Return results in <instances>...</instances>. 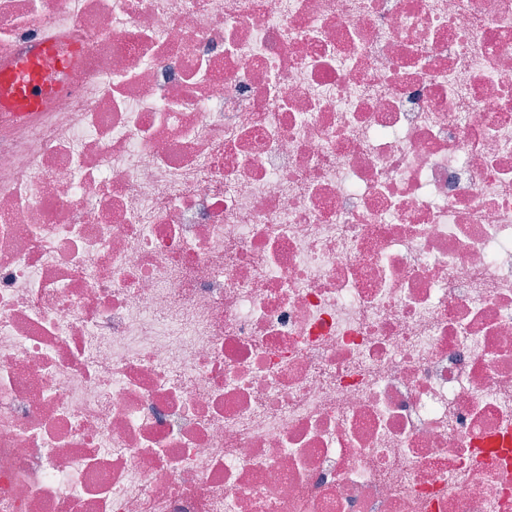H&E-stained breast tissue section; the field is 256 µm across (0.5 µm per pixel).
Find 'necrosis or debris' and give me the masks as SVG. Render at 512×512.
<instances>
[{
  "instance_id": "necrosis-or-debris-1",
  "label": "necrosis or debris",
  "mask_w": 512,
  "mask_h": 512,
  "mask_svg": "<svg viewBox=\"0 0 512 512\" xmlns=\"http://www.w3.org/2000/svg\"><path fill=\"white\" fill-rule=\"evenodd\" d=\"M0 512H512V0H0ZM79 54V47H73L68 55H60L52 40L35 43L9 67L0 69V110L19 116L41 108L55 91L50 73L67 68Z\"/></svg>"
}]
</instances>
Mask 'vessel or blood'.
<instances>
[{
  "instance_id": "vessel-or-blood-1",
  "label": "vessel or blood",
  "mask_w": 512,
  "mask_h": 512,
  "mask_svg": "<svg viewBox=\"0 0 512 512\" xmlns=\"http://www.w3.org/2000/svg\"><path fill=\"white\" fill-rule=\"evenodd\" d=\"M80 54L72 48L60 55L55 41L35 43L29 51L0 69V110L19 116L41 108L54 92L50 73L67 68Z\"/></svg>"
}]
</instances>
